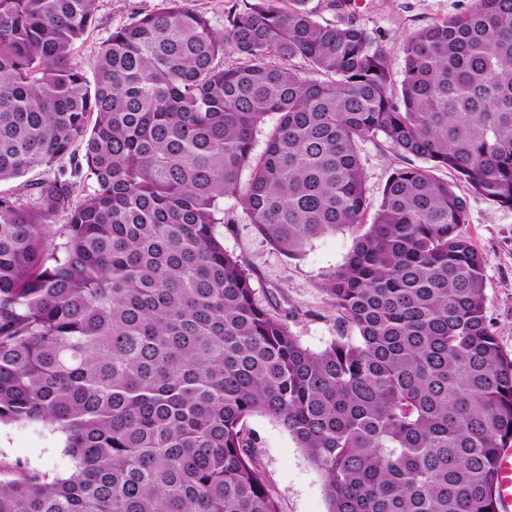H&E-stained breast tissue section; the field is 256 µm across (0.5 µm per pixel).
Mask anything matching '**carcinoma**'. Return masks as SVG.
I'll return each instance as SVG.
<instances>
[{
	"label": "carcinoma",
	"mask_w": 512,
	"mask_h": 512,
	"mask_svg": "<svg viewBox=\"0 0 512 512\" xmlns=\"http://www.w3.org/2000/svg\"><path fill=\"white\" fill-rule=\"evenodd\" d=\"M308 2L233 0L218 32L167 0L88 71L71 48L96 0H0V181L70 157L0 194V426L42 423L74 463L0 476V512H279L259 413L329 512H499L512 357L466 197L436 172L512 208V0L410 33L398 86L363 28ZM378 138L406 164L369 223L359 148ZM229 193L289 258L369 225L323 278L344 330L325 349L224 249Z\"/></svg>",
	"instance_id": "obj_1"
}]
</instances>
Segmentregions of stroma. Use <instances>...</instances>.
Wrapping results in <instances>:
<instances>
[{"label": "stroma", "mask_w": 512, "mask_h": 512, "mask_svg": "<svg viewBox=\"0 0 512 512\" xmlns=\"http://www.w3.org/2000/svg\"><path fill=\"white\" fill-rule=\"evenodd\" d=\"M465 0H351L347 8L332 10L328 0H310L318 21L355 22L386 52L394 80L404 67L402 41L410 32L457 13ZM165 0H97L94 21L73 48V56L88 64L113 29L140 14L161 10ZM361 161L368 196L379 200L395 168L404 160L381 140L362 143ZM468 222L460 232L484 255L486 312L502 350L512 356V209L478 195H468ZM224 211L236 218L224 233L225 249L246 258L253 286L262 304L289 312V325L302 344L324 349L342 329L321 284L324 274L341 266L351 253L354 237L338 232L317 238L304 255L291 260L255 230L235 195L224 197ZM255 440L256 460L269 493L280 512H328L324 478L296 441L274 419L254 415L246 423ZM70 474L72 461L63 450L60 434L39 423L0 428V466H16Z\"/></svg>", "instance_id": "1"}]
</instances>
